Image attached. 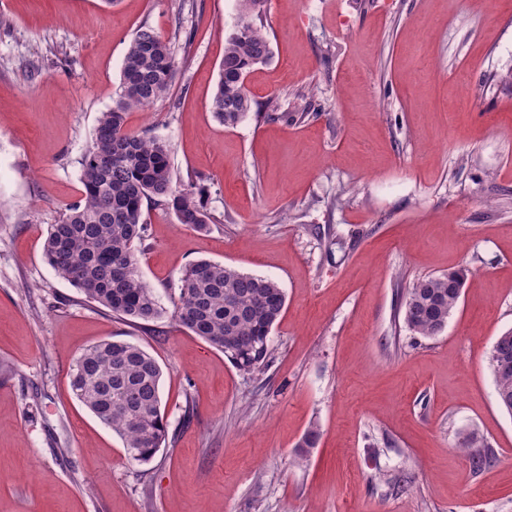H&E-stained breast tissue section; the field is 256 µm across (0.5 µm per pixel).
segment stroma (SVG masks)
<instances>
[{"instance_id":"stroma-1","label":"stroma","mask_w":512,"mask_h":512,"mask_svg":"<svg viewBox=\"0 0 512 512\" xmlns=\"http://www.w3.org/2000/svg\"><path fill=\"white\" fill-rule=\"evenodd\" d=\"M244 17L240 0H0V512H512L490 367L512 329V0H268L272 56L245 87L278 110L227 128L210 103ZM144 26L176 77L126 126L170 144L211 222L145 205L140 269L165 305L198 259L276 281L250 374L170 316L116 318L42 257ZM460 267L444 332L413 335L401 290ZM105 339L162 367L150 463L72 392L73 358ZM471 429L497 456L479 471L456 446Z\"/></svg>"}]
</instances>
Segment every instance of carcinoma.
Wrapping results in <instances>:
<instances>
[{
	"instance_id": "1",
	"label": "carcinoma",
	"mask_w": 512,
	"mask_h": 512,
	"mask_svg": "<svg viewBox=\"0 0 512 512\" xmlns=\"http://www.w3.org/2000/svg\"><path fill=\"white\" fill-rule=\"evenodd\" d=\"M271 56L267 35L244 21L227 37L211 111L233 127L253 110L243 79ZM176 73L168 41L143 26L124 56L117 98L101 113L81 163L82 198L56 224L43 246L46 263L85 298L129 320L152 321L166 310L142 279L137 253L146 231L143 202L155 199L174 211L178 223L203 230L210 222L206 207L173 184L170 145L126 129L128 112L143 109L168 95ZM465 271L421 278L402 295L405 327L431 338L444 331L457 308ZM171 320L223 350L239 346L230 362L251 373L270 358L269 339L285 307L279 285L208 259L186 267L171 298ZM490 365L497 401L512 413V330L499 336ZM76 398L123 442L126 456L148 463L166 445L168 423L161 412L163 371L141 346L102 340L84 349L71 363ZM319 431L311 426L296 456L303 461L316 447ZM458 448L474 469L496 461L476 431L459 434Z\"/></svg>"
}]
</instances>
